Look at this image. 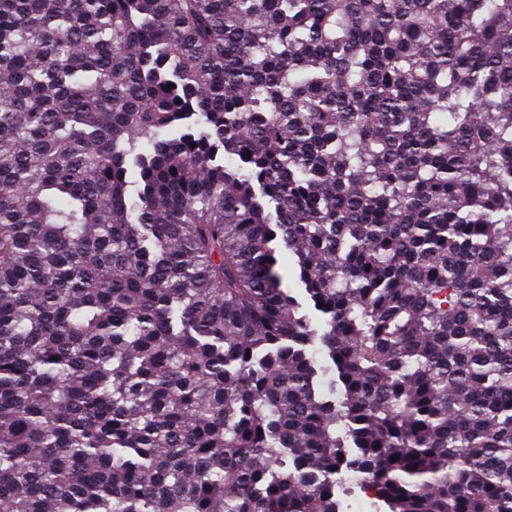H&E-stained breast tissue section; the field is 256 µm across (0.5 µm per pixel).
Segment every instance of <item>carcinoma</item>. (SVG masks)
Masks as SVG:
<instances>
[{
    "label": "carcinoma",
    "instance_id": "cac0c4a2",
    "mask_svg": "<svg viewBox=\"0 0 512 512\" xmlns=\"http://www.w3.org/2000/svg\"><path fill=\"white\" fill-rule=\"evenodd\" d=\"M349 475L512 512V0H0V512Z\"/></svg>",
    "mask_w": 512,
    "mask_h": 512
}]
</instances>
